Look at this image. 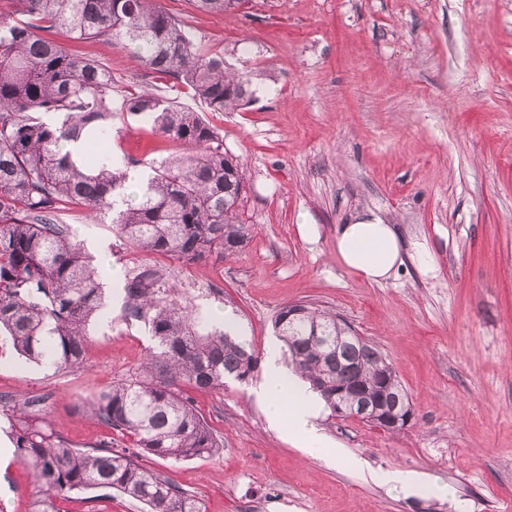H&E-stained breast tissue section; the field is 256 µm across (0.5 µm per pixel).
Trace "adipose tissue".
<instances>
[{
  "label": "adipose tissue",
  "instance_id": "ef3b65f1",
  "mask_svg": "<svg viewBox=\"0 0 512 512\" xmlns=\"http://www.w3.org/2000/svg\"><path fill=\"white\" fill-rule=\"evenodd\" d=\"M336 253L346 268L371 283L396 277L414 259L418 260L422 274L433 271L424 244L404 242L393 225L383 223L373 214L337 226ZM254 393L272 425L308 452L321 454L333 463L340 462L338 449L329 444L317 424L326 409L323 399L288 368L277 347L268 348L263 377Z\"/></svg>",
  "mask_w": 512,
  "mask_h": 512
}]
</instances>
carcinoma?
<instances>
[{
	"label": "carcinoma",
	"instance_id": "carcinoma-1",
	"mask_svg": "<svg viewBox=\"0 0 512 512\" xmlns=\"http://www.w3.org/2000/svg\"><path fill=\"white\" fill-rule=\"evenodd\" d=\"M57 31L113 40L215 112L246 105L249 79L224 69V56L202 50L157 0H0V345L63 370L83 361L87 326L109 309L104 269L71 235L66 212L109 220L134 255L184 263L235 254L248 225L241 220L244 171L224 137L199 113L148 88L126 95L121 111L179 150L149 164L144 190L127 199L128 170L104 163L112 152V70L47 37ZM80 139L87 147L76 161L60 145ZM121 291L125 319L148 327L152 346L134 374L79 398L75 408L119 434L123 447L75 448L33 411L34 401L0 400L15 455L37 488L36 512H61L57 501L102 489L146 512H207L202 499L139 459L219 454L222 437L183 386L220 391L226 376L248 378L257 356L226 332L203 328L157 266H133ZM274 329L288 363L331 413L338 388L347 399L412 411L386 357L338 315L295 304L279 312Z\"/></svg>",
	"mask_w": 512,
	"mask_h": 512
}]
</instances>
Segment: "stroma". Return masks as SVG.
Returning a JSON list of instances; mask_svg holds the SVG:
<instances>
[{"instance_id": "stroma-1", "label": "stroma", "mask_w": 512, "mask_h": 512, "mask_svg": "<svg viewBox=\"0 0 512 512\" xmlns=\"http://www.w3.org/2000/svg\"><path fill=\"white\" fill-rule=\"evenodd\" d=\"M203 50L251 81V102L215 112L154 78L110 41L72 40L105 62L119 90L154 89L200 112L245 174L250 230L232 257L185 264L160 255L195 314L230 310L257 354L276 342L278 313L310 303L341 316L389 360L414 417L399 431L324 414L345 458L332 466L271 428L253 389L263 370L196 404L224 440L219 455L146 467L203 499L207 512H512V0H246L221 13L158 0ZM113 153L147 163L169 144L133 115L112 122ZM426 242L436 272L406 265L370 283L336 254V227L358 213ZM106 269L131 255L107 222L63 217ZM319 227L316 242L299 234ZM110 311L88 326L83 363L58 371L0 352V395L39 400L83 448L112 429L77 414L78 398L138 368L151 340ZM0 431V507L31 512L35 488ZM409 471L429 490L408 495L378 473ZM444 484L450 496L432 493Z\"/></svg>"}]
</instances>
